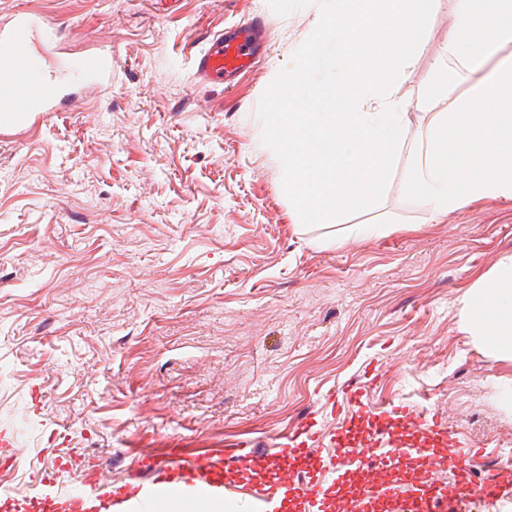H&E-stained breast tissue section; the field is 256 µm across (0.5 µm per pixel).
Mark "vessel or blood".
<instances>
[{"label": "vessel or blood", "mask_w": 512, "mask_h": 512, "mask_svg": "<svg viewBox=\"0 0 512 512\" xmlns=\"http://www.w3.org/2000/svg\"><path fill=\"white\" fill-rule=\"evenodd\" d=\"M269 37L262 19L214 34L194 58L196 80L233 85L252 67ZM57 39L53 24L31 9L19 10L0 23V134L35 124L41 113L64 111L81 91L111 81V49L100 45L79 57L53 60L49 50ZM341 400L361 411L367 406V393L349 386L324 397L330 406ZM391 412L407 415L422 429V437L408 438L379 422L360 437L343 427L326 433L312 419L297 424L268 452L248 440L227 445L219 454L188 455L172 448L159 456L138 448L134 451L137 464L123 482H112L93 466L72 487L57 481L72 459L71 453L59 451L40 472L39 491H0V512H171L184 499L191 500L197 512H208L210 502L224 494L240 496L252 512H270L273 504L286 499L299 503L301 512H328L334 502L340 512H368L380 501L396 503L402 512H456L463 502L483 512L487 504L512 501V479L495 474L475 479L477 451L449 436L437 412L406 413L398 406ZM440 447L455 468L449 488L436 485L432 478ZM412 462L419 465L412 477L388 484L369 477L377 468L400 471ZM257 467L266 471V479L226 486V470ZM352 468L365 480L357 495L338 499Z\"/></svg>", "instance_id": "vessel-or-blood-1"}]
</instances>
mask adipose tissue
<instances>
[{
  "label": "adipose tissue",
  "instance_id": "1",
  "mask_svg": "<svg viewBox=\"0 0 512 512\" xmlns=\"http://www.w3.org/2000/svg\"><path fill=\"white\" fill-rule=\"evenodd\" d=\"M463 331L474 332L492 354L512 357V255L459 300Z\"/></svg>",
  "mask_w": 512,
  "mask_h": 512
}]
</instances>
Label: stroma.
Returning <instances> with one entry per match:
<instances>
[{"label": "stroma", "mask_w": 512, "mask_h": 512, "mask_svg": "<svg viewBox=\"0 0 512 512\" xmlns=\"http://www.w3.org/2000/svg\"><path fill=\"white\" fill-rule=\"evenodd\" d=\"M319 0H0L59 30L51 52L112 43V82L28 132L0 137V424L18 431L5 481L32 488L48 451L63 482L131 451L269 443L303 417L341 426L332 387L376 362L369 403L445 412L450 435L512 454V359L460 329L458 298L512 254V199L440 216L405 197L400 158L380 202L298 223L259 101L313 32ZM455 0H436L393 87L434 76ZM270 48L233 87L199 85L207 37L254 16ZM382 223L357 239L354 224ZM66 437H59V430Z\"/></svg>", "instance_id": "stroma-1"}]
</instances>
